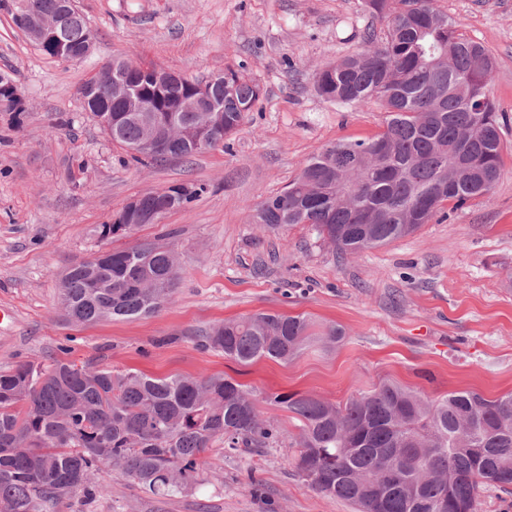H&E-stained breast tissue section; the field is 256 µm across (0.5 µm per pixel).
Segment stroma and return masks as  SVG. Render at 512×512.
I'll return each instance as SVG.
<instances>
[{"label":"stroma","instance_id":"obj_1","mask_svg":"<svg viewBox=\"0 0 512 512\" xmlns=\"http://www.w3.org/2000/svg\"><path fill=\"white\" fill-rule=\"evenodd\" d=\"M496 69L488 92L502 114L501 174L489 193L414 233L348 257L306 224L276 232L252 205L283 190L302 163L338 140L384 129L378 102L324 101L314 68L362 48L384 30L363 0H77L97 37L79 62L41 54L0 0V73L13 75L22 112H0V371L21 361H71L154 377L224 374L255 397L307 393L342 405L391 380L435 400L468 389L512 392V0H433ZM131 57L204 79L231 67L263 95L224 144L192 160L128 163L82 112L78 88L108 59ZM207 188L187 208L127 237L103 224L130 199L175 184ZM163 242L181 278L159 312L130 320L68 323L63 271L101 250ZM257 312L336 324L345 338L314 341L290 362L243 365L199 347L201 331ZM265 412L282 443L215 458L203 485L151 497L113 469L94 473L103 495L89 512H355L297 473L299 433L286 411ZM255 474L264 487L247 486Z\"/></svg>","mask_w":512,"mask_h":512}]
</instances>
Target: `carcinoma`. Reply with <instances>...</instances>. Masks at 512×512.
<instances>
[{"label": "carcinoma", "instance_id": "cac0c4a2", "mask_svg": "<svg viewBox=\"0 0 512 512\" xmlns=\"http://www.w3.org/2000/svg\"><path fill=\"white\" fill-rule=\"evenodd\" d=\"M386 22L384 36L314 69L318 94L338 104L378 100L384 130L370 140H339L306 160L298 176L254 208L267 230L308 224L345 255L387 244L428 223L443 202L457 209L497 182L503 143L488 94L495 62L458 33L432 0H365ZM95 39L85 15L68 21L66 45L37 44L66 61ZM224 136L258 104L259 83L224 69ZM82 111L112 119V141H139L143 122L117 98L87 95ZM0 111L21 112L15 80L0 73ZM158 130L165 152L132 160L153 165L196 156L176 127L197 113L178 112ZM180 264L153 243L102 250L66 268L60 304L66 321L91 324L160 311L172 298ZM313 336L302 316L256 313L199 334L198 345L241 364L287 362ZM299 423L294 466L322 495L357 512H476L486 487L512 486V393L487 399L472 390L433 401L394 381L343 406L311 394L258 400L222 375L154 378L54 360L20 362L0 372V512H62L75 496L89 505L100 490L92 475L118 469L143 492L166 497L205 480L213 445L233 455L280 441L263 405Z\"/></svg>", "mask_w": 512, "mask_h": 512}]
</instances>
